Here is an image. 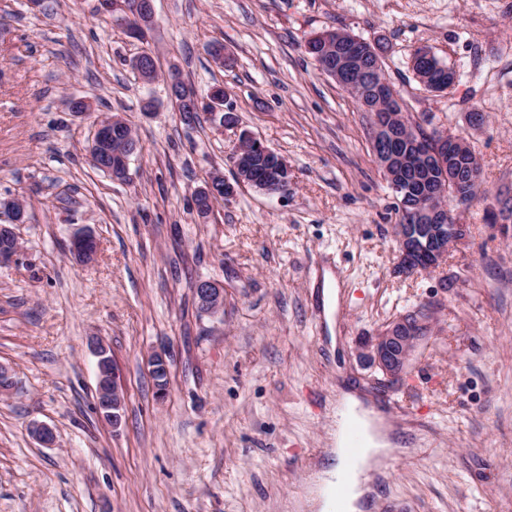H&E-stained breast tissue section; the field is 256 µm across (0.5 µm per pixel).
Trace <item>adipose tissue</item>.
<instances>
[{"mask_svg": "<svg viewBox=\"0 0 512 512\" xmlns=\"http://www.w3.org/2000/svg\"><path fill=\"white\" fill-rule=\"evenodd\" d=\"M341 418H353L364 431V448L359 459H351L346 453L344 429H337L335 448L336 464L326 473L325 482L334 485L346 482L347 512H360V502L368 490L370 474L388 456V443L383 432V418L379 413L364 408L353 394H345L337 407Z\"/></svg>", "mask_w": 512, "mask_h": 512, "instance_id": "adipose-tissue-1", "label": "adipose tissue"}]
</instances>
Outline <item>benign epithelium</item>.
Segmentation results:
<instances>
[{
    "mask_svg": "<svg viewBox=\"0 0 512 512\" xmlns=\"http://www.w3.org/2000/svg\"><path fill=\"white\" fill-rule=\"evenodd\" d=\"M154 18L153 0H138L136 21L129 25L130 33L144 37ZM340 40L331 31H323L313 36L306 44V52L318 59L334 50ZM354 65V60L346 55L331 72L332 78L346 83L349 91L357 98L367 94L366 86L345 82V76ZM135 71L140 78L150 83L158 71L154 54L142 62L134 61ZM224 94L215 90L209 99L203 101L197 94L187 89L179 100L173 101L175 110L186 108H205L208 119L218 128L228 124L230 113L224 111ZM126 124L119 116L107 120L101 119L95 125L92 144L104 147L112 144V128ZM416 123L405 117L401 123H378L374 129L373 147L376 157L395 193L409 195L411 189H402L403 181L399 173L410 165L413 157L410 148L415 142ZM269 156L268 173L279 180L278 189L272 190L267 178L255 173L252 157L257 152ZM235 179L230 182L224 174L210 173L204 186L195 190L193 196L203 200V205L196 207L199 216L207 218L214 214L215 205L231 197L243 184H252L256 189L270 194H283L291 183L290 170L286 160L272 151L254 136L243 133L240 136L234 155ZM481 180L480 172L473 170L466 178L455 166V160L448 159V177L441 180L433 190L419 196V201L404 211L410 220L408 224L393 225V235L398 247V268L405 274L416 271H429L440 266L448 257L450 248L465 234V225L461 224L457 214L450 207L454 202L466 205L472 201V194ZM98 253L97 239L89 232H79L71 240L69 254L79 266L92 264ZM196 303L198 310L207 315H217L224 310V288L216 280L204 279L196 284ZM428 321L426 315L419 311L407 314L391 322L376 336H369L359 347V356L369 366L378 369L388 378L395 380L404 374L411 365L417 346L427 339ZM93 351L97 356V410L102 420L112 429H118L123 422L124 393L119 380V373L106 345L100 339L93 341ZM31 433L36 440L46 447L55 443L53 430L45 424H35Z\"/></svg>",
    "mask_w": 512,
    "mask_h": 512,
    "instance_id": "7a95c632",
    "label": "benign epithelium"
}]
</instances>
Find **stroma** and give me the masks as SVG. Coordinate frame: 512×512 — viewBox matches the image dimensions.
<instances>
[{"label": "stroma", "instance_id": "obj_1", "mask_svg": "<svg viewBox=\"0 0 512 512\" xmlns=\"http://www.w3.org/2000/svg\"><path fill=\"white\" fill-rule=\"evenodd\" d=\"M154 6L139 41L98 0H0V197L28 212L17 261L0 265V365L15 381L0 395V512H307L350 388L394 434L366 512H512V0ZM332 29L380 43L406 115L482 163L483 193L457 209L467 234L433 271L399 273L372 116L305 51ZM424 45L459 74L446 91L410 68ZM145 49L199 97L224 88L236 125H184L166 83L132 70ZM75 96L91 112H70ZM108 115L139 140L121 181L89 156ZM244 130L285 158L288 191L242 187L201 220L192 193L212 170L232 178ZM81 231L99 245L86 267L68 253ZM201 279L223 283V314L198 311ZM418 309L430 337L406 374L359 360L364 337ZM95 337L124 388L116 430L95 408ZM155 351L170 364L162 395Z\"/></svg>", "mask_w": 512, "mask_h": 512}]
</instances>
